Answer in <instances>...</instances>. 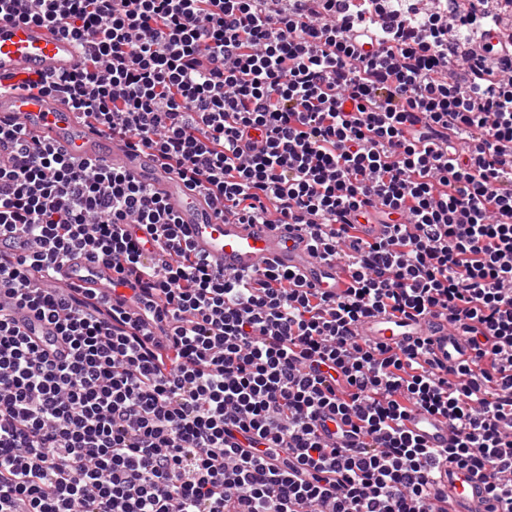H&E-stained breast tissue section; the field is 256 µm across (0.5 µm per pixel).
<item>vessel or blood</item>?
<instances>
[{"label":"vessel or blood","instance_id":"vessel-or-blood-1","mask_svg":"<svg viewBox=\"0 0 512 512\" xmlns=\"http://www.w3.org/2000/svg\"><path fill=\"white\" fill-rule=\"evenodd\" d=\"M86 64L77 43L52 26L1 20L0 117H18L29 133L64 153L83 160L109 162L130 171L166 200L195 250L208 257L217 269L247 272L272 264L304 275L315 287L332 293H342L348 287L349 280L339 267L313 256L302 225L240 224L220 218L204 190L188 186L152 152H128L88 125L58 97L10 89L11 84L34 74L70 73L82 70ZM56 284L108 293L112 290V267L82 255L59 270ZM15 318L29 335L53 343L52 327L29 309L17 308ZM359 334L367 341L392 346L429 340L434 356L447 365L472 358L459 329L440 315L404 318L378 313L361 323ZM408 427L435 448L447 447L451 437L447 422L440 417L417 414ZM437 483L448 491V512H491L483 482L469 471L443 467Z\"/></svg>","mask_w":512,"mask_h":512}]
</instances>
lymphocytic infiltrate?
Instances as JSON below:
<instances>
[{
    "instance_id": "1",
    "label": "lymphocytic infiltrate",
    "mask_w": 512,
    "mask_h": 512,
    "mask_svg": "<svg viewBox=\"0 0 512 512\" xmlns=\"http://www.w3.org/2000/svg\"><path fill=\"white\" fill-rule=\"evenodd\" d=\"M278 2L0 0L89 60L21 87L239 223L305 225L350 280L219 271L131 172L1 120L0 237L39 248L0 249V512H448L447 464L512 512V0ZM379 216L387 236L363 239ZM83 253L119 301L39 288ZM381 312L447 315L471 362L356 336ZM416 411L448 421L447 447L407 429ZM16 320L23 325L30 336L40 338L45 344L54 342V331L45 321L38 318L28 308L19 307L15 311Z\"/></svg>"
}]
</instances>
